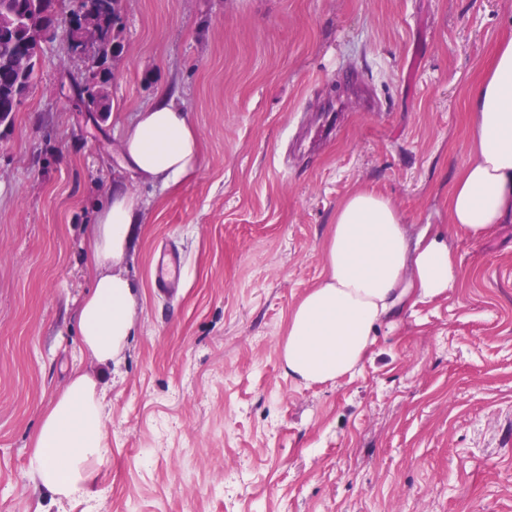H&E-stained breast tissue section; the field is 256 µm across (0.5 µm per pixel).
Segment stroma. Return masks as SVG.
<instances>
[{"label":"stroma","instance_id":"stroma-1","mask_svg":"<svg viewBox=\"0 0 512 512\" xmlns=\"http://www.w3.org/2000/svg\"><path fill=\"white\" fill-rule=\"evenodd\" d=\"M112 112L59 92L63 39L0 123V512H512V223L449 237L460 280L377 329L333 384L283 368L340 201L372 189L409 236L448 231L467 89L512 0H123ZM198 129L181 185L142 183L120 138L162 90ZM140 201L135 334L103 402L109 460L61 502L25 475L81 353L86 230L113 183ZM179 249L159 292L153 265ZM184 269V261L180 255H163L155 268V283L158 288H173L180 280Z\"/></svg>","mask_w":512,"mask_h":512}]
</instances>
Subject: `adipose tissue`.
Instances as JSON below:
<instances>
[{
    "label": "adipose tissue",
    "mask_w": 512,
    "mask_h": 512,
    "mask_svg": "<svg viewBox=\"0 0 512 512\" xmlns=\"http://www.w3.org/2000/svg\"><path fill=\"white\" fill-rule=\"evenodd\" d=\"M470 149L448 193V232L480 239L512 223V37L502 39L467 90ZM201 162L200 136L188 110L163 92L139 112L121 139V165L143 183L163 187L191 177ZM142 218L136 199L114 184L88 231L90 292L74 323L97 374L75 372L43 414L32 441L27 478L56 499L93 485L109 450L101 415L102 385L134 332L137 293L123 264L132 227ZM446 234L421 230L409 239L390 200L351 192L337 206L325 245V276L297 303L281 343L284 370L305 385L329 384L363 364L380 325L407 305L454 288L459 270Z\"/></svg>",
    "instance_id": "adipose-tissue-1"
}]
</instances>
